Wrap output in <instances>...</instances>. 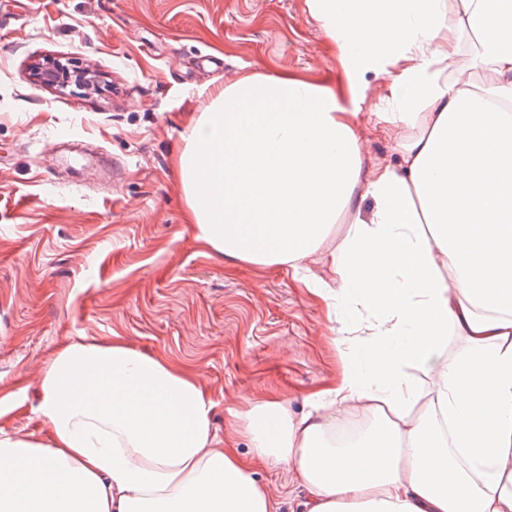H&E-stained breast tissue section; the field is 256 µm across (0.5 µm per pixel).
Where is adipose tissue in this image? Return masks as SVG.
Instances as JSON below:
<instances>
[{
	"label": "adipose tissue",
	"mask_w": 512,
	"mask_h": 512,
	"mask_svg": "<svg viewBox=\"0 0 512 512\" xmlns=\"http://www.w3.org/2000/svg\"><path fill=\"white\" fill-rule=\"evenodd\" d=\"M307 3L345 94L241 76L211 93L177 166L196 242L325 302L336 379L297 413L238 397L219 441L197 368L119 336L66 341L40 376L47 438L0 433V512H279L256 474L281 465L301 512H512V0ZM467 38L495 84L452 74ZM390 67L395 158L370 167L359 91ZM358 412L372 426L337 442Z\"/></svg>",
	"instance_id": "obj_1"
}]
</instances>
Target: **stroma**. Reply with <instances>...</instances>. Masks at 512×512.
<instances>
[{"label": "stroma", "mask_w": 512, "mask_h": 512, "mask_svg": "<svg viewBox=\"0 0 512 512\" xmlns=\"http://www.w3.org/2000/svg\"><path fill=\"white\" fill-rule=\"evenodd\" d=\"M0 0V431L46 437L40 374L63 341L125 338L197 367L223 436L228 401L278 392L291 411L333 379L324 303L289 272L205 255L174 171L191 121L239 76L344 86L307 0ZM47 58L98 89H51ZM389 77L363 88L367 165L385 161Z\"/></svg>", "instance_id": "1"}]
</instances>
